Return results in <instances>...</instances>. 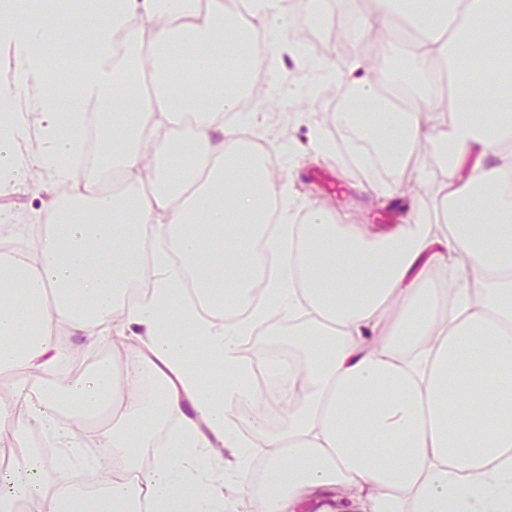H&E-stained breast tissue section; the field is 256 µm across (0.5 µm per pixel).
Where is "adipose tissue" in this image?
I'll use <instances>...</instances> for the list:
<instances>
[{"label": "adipose tissue", "instance_id": "adipose-tissue-1", "mask_svg": "<svg viewBox=\"0 0 512 512\" xmlns=\"http://www.w3.org/2000/svg\"><path fill=\"white\" fill-rule=\"evenodd\" d=\"M249 6L246 30L226 0H112L83 36L93 64L75 98L44 87L34 51L60 40L54 14L0 25L26 78L16 96L38 112L46 144L20 159L29 128L0 115V182L25 183L34 168L77 182L84 171L66 158L88 104L105 119L95 168L121 178L112 194L50 198L43 223L0 224V389L10 394L0 424L35 448L24 468L0 474V512L20 500L38 512H296L322 488L345 494L351 512H512V99L462 82L451 97L431 92L391 112L378 81L356 80L331 119L347 152L378 141L401 170L427 147L442 164L448 216L435 224L417 210L371 236L321 210L294 223V198L224 120L240 107L241 61L291 49L284 0ZM401 18L417 33L407 73L463 79L490 55L495 78L512 83V0H374L359 26ZM210 49L228 70L173 89L168 63ZM131 53L155 71L123 68ZM177 155L192 166L166 171ZM138 282L146 292L127 296ZM282 321L300 355L277 368L275 399L290 409L270 430L253 412L265 391L238 387L248 368L238 346ZM116 337L131 338L138 362L122 377L105 357ZM79 349L89 365L68 372ZM204 360L229 398L206 390ZM104 402L106 431L90 422ZM172 424L169 452L142 464ZM93 438L115 467L102 493L78 500L73 458ZM258 456L261 491L245 504L225 496Z\"/></svg>", "mask_w": 512, "mask_h": 512}]
</instances>
